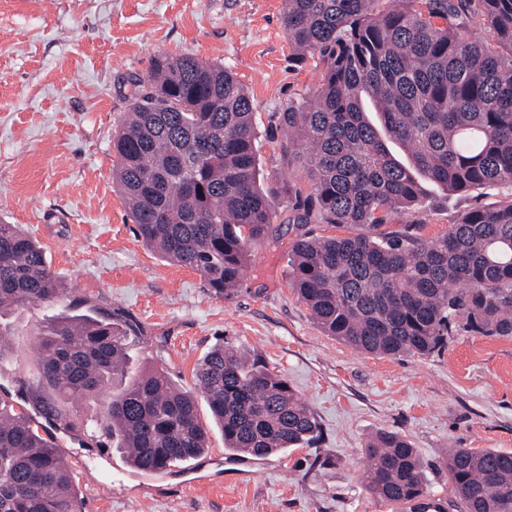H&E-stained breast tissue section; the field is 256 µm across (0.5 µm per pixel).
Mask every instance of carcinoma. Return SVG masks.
<instances>
[{
	"instance_id": "1",
	"label": "carcinoma",
	"mask_w": 512,
	"mask_h": 512,
	"mask_svg": "<svg viewBox=\"0 0 512 512\" xmlns=\"http://www.w3.org/2000/svg\"><path fill=\"white\" fill-rule=\"evenodd\" d=\"M474 12L499 49L461 33ZM281 20L292 61L320 68L317 86L277 117L311 186L304 196L283 185L293 223L367 228L294 242L290 282L316 324L391 357L429 355L457 332L512 337V202L467 211L430 239L378 232L429 186L512 187V0H285ZM132 86L112 151L137 238L229 299L277 216L253 101L224 65L189 54L156 56ZM68 300L42 248L0 222V318ZM125 341L119 323L64 310L36 344L40 378L61 396H98L122 368ZM195 378L234 454L264 459L319 437L288 381L229 346L212 348ZM33 407L74 427L40 395ZM101 425L144 473L208 449L196 396L159 367L113 393ZM366 455L377 500L423 496L424 464L405 437L380 432ZM448 476L463 512H512L511 453L452 448ZM78 496L57 445L26 410L0 401V512H79Z\"/></svg>"
}]
</instances>
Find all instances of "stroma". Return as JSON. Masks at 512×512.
<instances>
[{
  "instance_id": "obj_1",
  "label": "stroma",
  "mask_w": 512,
  "mask_h": 512,
  "mask_svg": "<svg viewBox=\"0 0 512 512\" xmlns=\"http://www.w3.org/2000/svg\"><path fill=\"white\" fill-rule=\"evenodd\" d=\"M282 0H0V218L21 225L50 269L96 312L138 328L128 370L151 366L194 389L199 359L235 348L284 376L321 425L309 445L257 460L224 448L207 405L209 448L187 466L143 474L98 422L95 400L56 398L52 421L67 448L80 512H388L366 489L365 447L381 431L409 440L424 462V502L461 512L449 447L512 451V338L467 333L440 351L389 358L327 336L289 284L297 231L291 201L277 197L267 240L228 300L199 272L158 259L135 236L112 182V133L131 82L154 56L190 54L236 74L255 106L264 183L304 175L290 163L275 114L314 87L313 64L295 68L281 24ZM512 201V190L452 194L429 187L388 228L431 238L466 211ZM57 316L36 306L6 316L11 345L0 357V399L27 408L21 384L38 387L35 343ZM73 429H65V422Z\"/></svg>"
}]
</instances>
